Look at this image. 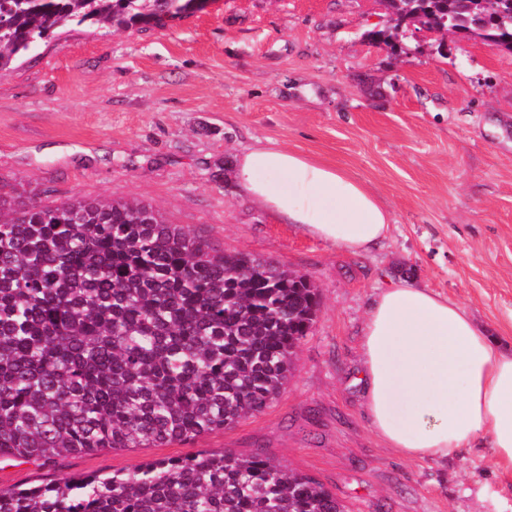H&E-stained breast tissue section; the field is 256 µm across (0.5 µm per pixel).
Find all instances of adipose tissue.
Masks as SVG:
<instances>
[{
	"label": "adipose tissue",
	"mask_w": 512,
	"mask_h": 512,
	"mask_svg": "<svg viewBox=\"0 0 512 512\" xmlns=\"http://www.w3.org/2000/svg\"><path fill=\"white\" fill-rule=\"evenodd\" d=\"M247 198L302 233L354 254L389 230L390 214L362 182L285 148L237 156ZM362 378L373 431L404 457L432 460L489 439L512 474V354L466 309L410 283L381 292L364 330Z\"/></svg>",
	"instance_id": "1"
}]
</instances>
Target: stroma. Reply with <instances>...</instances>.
<instances>
[{
	"instance_id": "obj_1",
	"label": "stroma",
	"mask_w": 512,
	"mask_h": 512,
	"mask_svg": "<svg viewBox=\"0 0 512 512\" xmlns=\"http://www.w3.org/2000/svg\"><path fill=\"white\" fill-rule=\"evenodd\" d=\"M389 23L384 0H212L160 29L76 28L0 73V190L143 201L320 298L264 412L189 442L2 460L0 489L226 449L314 478L347 512H512L488 445L404 457L365 407L363 331L393 284L462 304L512 351V54L459 33L443 57L422 31L397 54L364 41ZM259 142L363 182L391 214L386 237L353 254L276 221L235 182Z\"/></svg>"
}]
</instances>
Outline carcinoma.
<instances>
[{"label":"carcinoma","mask_w":512,"mask_h":512,"mask_svg":"<svg viewBox=\"0 0 512 512\" xmlns=\"http://www.w3.org/2000/svg\"><path fill=\"white\" fill-rule=\"evenodd\" d=\"M472 2L406 0L394 26L364 37L394 50L410 20L512 54V0ZM197 10V0H0V71L65 29L163 27ZM318 307L305 276L218 253L147 205L0 192V460L189 442L259 414ZM0 512L346 509L311 477L224 450L0 489Z\"/></svg>","instance_id":"cac0c4a2"}]
</instances>
